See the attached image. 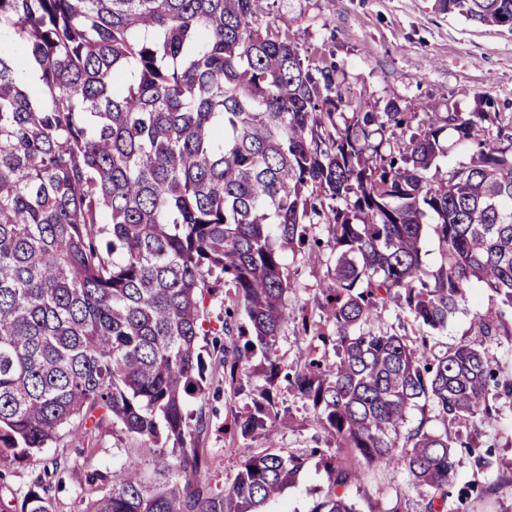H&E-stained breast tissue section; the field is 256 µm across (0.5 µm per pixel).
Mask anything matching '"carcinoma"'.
<instances>
[{"instance_id": "carcinoma-1", "label": "carcinoma", "mask_w": 512, "mask_h": 512, "mask_svg": "<svg viewBox=\"0 0 512 512\" xmlns=\"http://www.w3.org/2000/svg\"><path fill=\"white\" fill-rule=\"evenodd\" d=\"M436 10L512 33V0H435ZM270 0H0V466L30 469L0 512H56L61 464L39 454L62 433L121 424L157 454L91 476L79 512H263L305 458L275 443L272 387L308 400L313 418L356 465L329 462L312 512H360L344 488L370 468L406 471L441 512L453 448L447 426L512 397L484 350L432 358L429 336L472 280L512 305V120L488 112L383 110L347 94L331 61L309 68L268 20ZM267 19L265 27L259 21ZM469 165L433 172L448 132ZM433 218L444 263L429 271ZM315 224L327 240L310 235ZM329 251L323 320L338 362L292 374L272 354L288 320L283 256ZM236 290L221 328L203 331L208 278ZM401 301L419 345L374 330ZM247 324H237L239 310ZM481 336H511L487 312ZM212 335L231 380L260 349L266 386L234 418L244 449L228 485L209 474L186 401L207 393L199 338ZM431 400L445 429L401 436Z\"/></svg>"}]
</instances>
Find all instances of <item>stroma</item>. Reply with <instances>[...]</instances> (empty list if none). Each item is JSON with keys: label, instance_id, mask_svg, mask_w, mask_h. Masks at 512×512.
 Returning a JSON list of instances; mask_svg holds the SVG:
<instances>
[{"label": "stroma", "instance_id": "1", "mask_svg": "<svg viewBox=\"0 0 512 512\" xmlns=\"http://www.w3.org/2000/svg\"><path fill=\"white\" fill-rule=\"evenodd\" d=\"M272 18L295 41L307 61L338 62L353 94L369 108L381 110L390 98L414 112H471L481 98H489L501 118L512 117V34L466 23L435 11L433 0H276ZM291 288L286 295L290 318L276 344L275 358L282 371L304 366L309 351L335 362L334 351L302 329L303 320L319 321L322 290L329 283L327 252L286 253ZM512 324V307L477 281L448 321L447 331L432 336L431 355L440 356L468 343L485 349L503 374L512 376V335L485 338L474 322L487 310ZM221 388L219 397L190 399L191 421L206 420L199 438L209 453L213 481L230 482L242 460L240 440L230 429L234 414L251 401L225 378L221 364L210 367ZM276 442L282 450L307 455L305 468L267 512H312L329 487L326 433L315 424L311 405L286 386H278ZM496 410L458 424L462 437H472L491 466L479 469L473 456L457 449L448 485L446 512H512V397L495 401ZM120 424L80 437L63 436L43 450L44 464L64 461V486L57 492V512H78L81 495L91 494L86 476L119 465L138 447ZM348 496L362 512H425L426 502L410 484L404 470L377 466Z\"/></svg>", "mask_w": 512, "mask_h": 512}]
</instances>
